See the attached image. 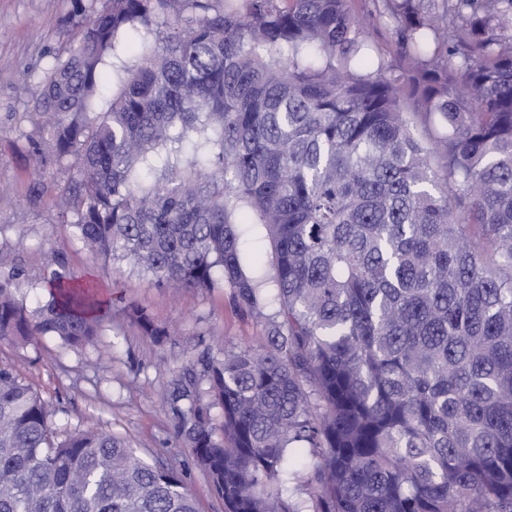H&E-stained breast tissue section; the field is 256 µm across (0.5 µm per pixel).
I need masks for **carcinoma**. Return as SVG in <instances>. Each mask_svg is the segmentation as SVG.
I'll return each mask as SVG.
<instances>
[{
    "label": "carcinoma",
    "instance_id": "carcinoma-1",
    "mask_svg": "<svg viewBox=\"0 0 512 512\" xmlns=\"http://www.w3.org/2000/svg\"><path fill=\"white\" fill-rule=\"evenodd\" d=\"M370 2L103 0L36 85L78 240L265 327L165 396L224 512H512V0ZM53 265L33 317L0 277V342L100 335L98 286ZM0 512L199 510L0 366Z\"/></svg>",
    "mask_w": 512,
    "mask_h": 512
}]
</instances>
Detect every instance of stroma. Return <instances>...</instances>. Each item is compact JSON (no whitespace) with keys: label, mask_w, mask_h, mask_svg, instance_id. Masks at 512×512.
I'll list each match as a JSON object with an SVG mask.
<instances>
[{"label":"stroma","mask_w":512,"mask_h":512,"mask_svg":"<svg viewBox=\"0 0 512 512\" xmlns=\"http://www.w3.org/2000/svg\"><path fill=\"white\" fill-rule=\"evenodd\" d=\"M92 0H0V275L21 274L19 297L27 310L46 294L52 256L70 277L95 281L112 311L96 345L71 349L55 341L0 342V365L16 366L48 403L61 430L89 427L125 436L148 459L176 466L200 512H224L222 501L186 448L171 447L172 423L164 393L172 372L196 361L217 340L227 347L262 346L265 329L233 306L229 289L173 290L151 284L128 262L89 252L63 218L56 193L75 182L72 166L36 170L33 141L42 118L31 94L41 72L75 34L78 4ZM130 303L144 307L169 331L155 342L126 318Z\"/></svg>","instance_id":"stroma-1"}]
</instances>
